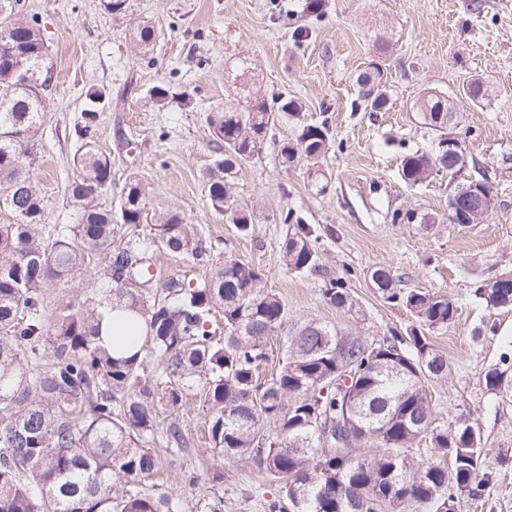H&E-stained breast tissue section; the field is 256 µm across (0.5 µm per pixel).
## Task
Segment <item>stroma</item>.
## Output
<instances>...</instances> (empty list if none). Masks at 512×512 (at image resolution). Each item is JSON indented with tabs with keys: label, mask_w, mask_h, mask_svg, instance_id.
I'll return each mask as SVG.
<instances>
[{
	"label": "stroma",
	"mask_w": 512,
	"mask_h": 512,
	"mask_svg": "<svg viewBox=\"0 0 512 512\" xmlns=\"http://www.w3.org/2000/svg\"><path fill=\"white\" fill-rule=\"evenodd\" d=\"M306 3L128 0L126 13L114 15L104 0H20L23 15L40 25L52 74L30 170L43 209L39 233L46 238L78 221L66 192L77 176L74 128L86 90L99 88L105 100L95 140L112 159V182L98 197L101 207L117 208L125 180L133 176L149 189V211L178 210L206 239L207 264L161 253V276L196 283L236 259L262 271L264 287L282 299L289 320L317 319L375 345L405 333L412 319L380 296L367 277L371 267H391L400 287L458 301L455 323L430 335L451 360L447 380L430 387L435 416L444 424L468 421L490 456L508 458L463 512H512V389L495 395L482 380L512 341V309L487 310L472 295L476 284L512 269V0H324L318 16L307 12ZM143 21L160 34L145 55L129 38L131 27ZM374 26L390 43L384 61L391 100L387 111L363 112L353 107L356 77L374 53ZM241 60L250 64L266 98L284 93L302 100L308 118L327 121L338 143L321 164L329 180L323 190L307 163L288 171L279 166L278 143L292 137L293 129L285 123L272 129L261 154L233 178L237 199L262 209L246 236L212 210L205 184L216 157L207 119L238 101L234 65ZM477 79L489 82L492 94L474 102L463 89ZM158 85L188 93L192 106L156 103L150 90ZM425 88L455 98L448 131L461 141L468 166L410 187L399 175L402 157L437 143L436 132L413 109ZM480 173L494 196L488 221L429 227L393 222L394 213L410 209L446 213L456 187ZM288 208L318 228L332 269L349 272L360 315L328 305L320 281L284 268L280 243L286 228L278 216ZM205 416L195 401L162 409L161 421H178L191 440L179 467L202 471L218 464L202 437ZM274 492L255 469H232L224 483V512H266L265 500Z\"/></svg>",
	"instance_id": "stroma-1"
}]
</instances>
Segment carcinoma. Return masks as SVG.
Returning <instances> with one entry per match:
<instances>
[{"mask_svg":"<svg viewBox=\"0 0 512 512\" xmlns=\"http://www.w3.org/2000/svg\"><path fill=\"white\" fill-rule=\"evenodd\" d=\"M375 55L359 73L360 99L368 112L389 104L381 59L388 47L381 31L372 35ZM157 40L154 27L134 28L136 47ZM37 21L21 16L19 0H0V208L17 222L0 224V512H186L182 499L139 489L187 439L177 421L161 427L162 407H178L190 392L206 411L203 436L224 460L205 476L184 470L181 482L209 486L201 512H223L224 466L251 465L276 485L269 512H460L461 502L478 496L488 477L482 438L472 426L435 422L428 384L448 377V356L429 333L452 325L458 303L445 295L396 287V275L376 265V287L388 302L401 304L414 324L406 335L371 345L317 319L288 322L281 299L264 288L260 270L234 259L192 284L152 273L141 262L154 248L204 263L202 235L180 212L153 216L148 236L132 237L143 224L147 189L126 181L117 212L98 207L99 190L112 181V161L91 132L102 92H86L89 107L75 127L81 142L79 175L68 185L80 209L79 223L45 241L40 199L29 169L32 141L43 125L51 82ZM242 66L243 101L226 105L209 119L217 159L207 175L211 207L247 235L257 221L254 208L230 191L234 169L262 149L272 127L295 125L293 138L277 154L288 170L300 160L309 176L327 186L320 160L333 146L327 122L308 120L301 103L279 95L268 100L253 88ZM426 124L439 133L432 152L406 155L402 180L416 186L448 169V123L454 98L437 91L417 102ZM468 186L485 197V218L494 211L491 187ZM287 226L281 242L288 272L317 277L323 300L348 312L354 299L344 276L328 272L316 227L294 209L280 213ZM94 254L107 258L108 281L49 310V290H67ZM488 309L512 306V271L473 290ZM123 309L143 320L137 350L116 356L96 342L99 310ZM224 318V336L208 329L209 317ZM279 340L277 369L271 337ZM347 367L350 384L336 388ZM512 347L484 371L485 389L512 385ZM343 425L355 448L368 456L336 449ZM166 448L152 447L157 434ZM428 440L433 452L415 457V444Z\"/></svg>","mask_w":512,"mask_h":512,"instance_id":"1","label":"carcinoma"}]
</instances>
